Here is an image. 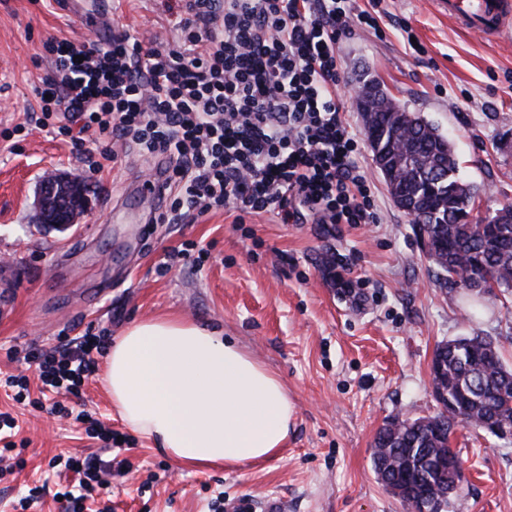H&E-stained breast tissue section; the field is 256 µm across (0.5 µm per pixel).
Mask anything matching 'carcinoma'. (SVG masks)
<instances>
[{
    "label": "carcinoma",
    "instance_id": "carcinoma-1",
    "mask_svg": "<svg viewBox=\"0 0 512 512\" xmlns=\"http://www.w3.org/2000/svg\"><path fill=\"white\" fill-rule=\"evenodd\" d=\"M412 118L430 163L411 172L406 189L425 213L424 231L439 243L433 262L447 274L444 282L467 287L460 271L469 268L477 254L482 256L484 286L493 282L502 292L512 291V222L503 225L501 239L493 244L479 234L477 225L453 221L455 212H470L479 187L458 176L449 140L420 116ZM375 126L385 134L384 150L395 136L390 113L379 112ZM442 202L448 203L446 224L440 223ZM434 359L439 366L436 378L455 399L458 411L420 417L401 429L385 426L375 437L372 456L378 480L436 491L446 505L450 497L461 498L460 486L448 476L449 463L458 457L451 436L459 425L478 429L480 422L494 417L512 424V407L500 400L503 393L512 398V367L503 363L492 340L478 335L468 337V345L453 354L437 348Z\"/></svg>",
    "mask_w": 512,
    "mask_h": 512
}]
</instances>
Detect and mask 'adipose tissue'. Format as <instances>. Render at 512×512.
<instances>
[{"mask_svg": "<svg viewBox=\"0 0 512 512\" xmlns=\"http://www.w3.org/2000/svg\"><path fill=\"white\" fill-rule=\"evenodd\" d=\"M103 385L129 427L185 465H258L288 441L294 405L282 381L190 320L133 323L112 345Z\"/></svg>", "mask_w": 512, "mask_h": 512, "instance_id": "obj_1", "label": "adipose tissue"}]
</instances>
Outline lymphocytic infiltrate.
I'll use <instances>...</instances> for the list:
<instances>
[{
    "mask_svg": "<svg viewBox=\"0 0 512 512\" xmlns=\"http://www.w3.org/2000/svg\"><path fill=\"white\" fill-rule=\"evenodd\" d=\"M376 27L349 0H177L178 48L128 34L107 45L47 40L52 71L37 90L40 128H55L78 152L99 137L93 170L133 143L172 163L181 195L173 212L230 209L237 223L276 213L302 223L373 224L374 193L354 160L340 90L336 43L354 23ZM107 337L47 353L31 348L45 391L80 396ZM79 476L63 495L78 512L107 461L71 458Z\"/></svg>",
    "mask_w": 512,
    "mask_h": 512,
    "instance_id": "obj_1",
    "label": "lymphocytic infiltrate"
}]
</instances>
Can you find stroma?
Segmentation results:
<instances>
[{"mask_svg": "<svg viewBox=\"0 0 512 512\" xmlns=\"http://www.w3.org/2000/svg\"><path fill=\"white\" fill-rule=\"evenodd\" d=\"M379 29L354 27L336 45L350 87L377 80L408 111L451 137L461 177L481 190L478 212L512 203V39L465 30L436 0H386ZM418 40L409 48L402 25ZM164 0H113L88 27L57 0H0V269L13 274V307L0 317V373H26L29 399L0 388V411L17 416L22 467L0 473V512H63L68 476L57 457L91 453L116 462L83 512H407L373 472L376 433L397 416L438 412L429 386L437 346L474 332L495 339L512 365V293L476 294L440 284L413 223L376 168L351 95L343 102L355 160L375 193L374 224L282 223L273 213L235 221L217 210L162 220L159 203L134 200L169 162L129 145L90 172L35 125L36 89L51 69L42 44L167 39ZM83 179L89 208L65 232L36 224L46 176ZM353 285L352 293L340 281ZM177 315L223 330L285 385L295 405L280 458L236 468H189L157 450L112 409L100 373L78 406L122 443L103 451L84 425L34 407L37 372L18 350H50L85 332L117 337L131 323ZM462 501L441 512H512V441L457 428Z\"/></svg>", "mask_w": 512, "mask_h": 512, "instance_id": "1", "label": "stroma"}]
</instances>
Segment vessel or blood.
I'll use <instances>...</instances> for the list:
<instances>
[{
    "mask_svg": "<svg viewBox=\"0 0 512 512\" xmlns=\"http://www.w3.org/2000/svg\"><path fill=\"white\" fill-rule=\"evenodd\" d=\"M439 6L472 32L499 36L512 31V0H439Z\"/></svg>",
    "mask_w": 512,
    "mask_h": 512,
    "instance_id": "vessel-or-blood-1",
    "label": "vessel or blood"
}]
</instances>
